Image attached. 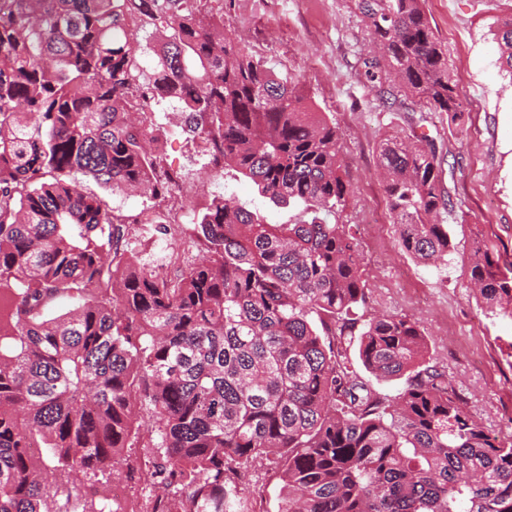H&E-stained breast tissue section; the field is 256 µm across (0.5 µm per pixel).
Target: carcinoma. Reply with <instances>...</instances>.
<instances>
[{
  "label": "carcinoma",
  "mask_w": 512,
  "mask_h": 512,
  "mask_svg": "<svg viewBox=\"0 0 512 512\" xmlns=\"http://www.w3.org/2000/svg\"><path fill=\"white\" fill-rule=\"evenodd\" d=\"M201 2L0 0V512H50L57 474L114 470L143 432L154 487L191 512H253L256 462L283 482L278 512H512V439L472 418L418 321L355 313L367 288L336 122ZM354 5L379 95L460 117L423 0ZM145 24L164 31L149 76L130 47ZM496 37L512 76V17ZM159 99L181 104L214 165L297 220L215 197L199 262L164 278L158 259L125 257L130 219L66 177L173 198L148 120ZM378 166L402 250L446 260L438 217L454 202L435 143L389 134ZM468 271L489 312L512 313V264L482 244ZM64 298L78 307L53 314ZM353 345L403 389L352 370ZM349 356L353 369L356 370L361 377L369 380L370 384L379 392L395 395L400 389H402L403 379L383 380L376 379L374 376H371L359 360L357 347L355 345L350 349Z\"/></svg>",
  "instance_id": "1"
}]
</instances>
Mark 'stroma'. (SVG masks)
Segmentation results:
<instances>
[{"mask_svg": "<svg viewBox=\"0 0 512 512\" xmlns=\"http://www.w3.org/2000/svg\"><path fill=\"white\" fill-rule=\"evenodd\" d=\"M436 37L448 51L465 124L429 111L417 99L400 97L401 111H388L366 81L359 58L367 29L352 0H207L206 11H223L236 40L263 56L276 73L298 80L319 111L329 113L341 139L351 185L343 215L367 242L370 214L382 220L381 243L365 250L366 311L404 314L418 320L428 356L448 374L489 433L512 437V315L486 310L469 282L474 242L495 245L512 264V76L500 66L496 29L512 16V0H425ZM166 132L162 164L180 174L186 229L219 194L232 197L270 224L296 220L294 206L278 205L241 175L215 174L200 141L183 130L177 102L152 103ZM421 129L434 140L443 169L442 186L456 207L442 214L455 243L447 261L419 262L400 247L386 203L377 151L386 135Z\"/></svg>", "mask_w": 512, "mask_h": 512, "instance_id": "obj_1", "label": "stroma"}]
</instances>
